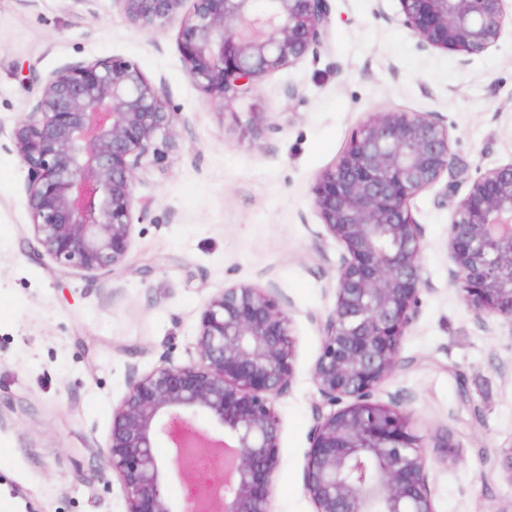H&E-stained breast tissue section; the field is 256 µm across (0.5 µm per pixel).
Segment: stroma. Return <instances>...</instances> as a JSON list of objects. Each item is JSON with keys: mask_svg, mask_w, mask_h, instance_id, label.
Instances as JSON below:
<instances>
[{"mask_svg": "<svg viewBox=\"0 0 512 512\" xmlns=\"http://www.w3.org/2000/svg\"><path fill=\"white\" fill-rule=\"evenodd\" d=\"M330 6L317 55L221 105L187 74L181 17L140 31L112 0H0V512H125L105 456L113 409L133 376L197 360L205 303L253 282L271 285L293 340L271 512H315L303 487L322 407L313 370L343 248L311 189L368 116L390 110L446 125L455 169L448 194L434 188L410 203L426 245L424 284L403 365L375 398L411 411L435 512H512V320L477 319L446 252L471 181L512 162V31L464 65L420 49L395 20L397 0ZM112 58L137 64L178 119L162 160L138 175L142 211L123 263L86 272L35 241L12 130L50 74ZM445 435L460 445L451 461L438 446Z\"/></svg>", "mask_w": 512, "mask_h": 512, "instance_id": "stroma-1", "label": "stroma"}]
</instances>
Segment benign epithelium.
Here are the masks:
<instances>
[{"mask_svg": "<svg viewBox=\"0 0 512 512\" xmlns=\"http://www.w3.org/2000/svg\"><path fill=\"white\" fill-rule=\"evenodd\" d=\"M140 30L162 26L185 0H113ZM179 43L191 81L225 104L315 55L329 0H192ZM397 19L423 50L468 57L496 46L506 0H398ZM177 113L138 65H68L42 84L14 130L28 176L32 232L57 263L111 271L130 246L137 171L161 157ZM448 127L427 113L370 115L312 187L327 233L341 244L335 304L313 378L329 408L310 431L303 484L316 512H435L430 467L411 413L375 400L401 366L400 343L424 283L423 231L410 201L450 174ZM451 277L475 316L512 319V162L486 169L458 201L447 239ZM290 318L271 287L235 284L213 295L198 323L199 359L133 377L112 412L107 462L126 512H270L280 463L276 399L292 385ZM207 416L212 429L193 419ZM190 436L161 463L173 424ZM182 480V505L164 470Z\"/></svg>", "mask_w": 512, "mask_h": 512, "instance_id": "benign-epithelium-1", "label": "benign epithelium"}]
</instances>
